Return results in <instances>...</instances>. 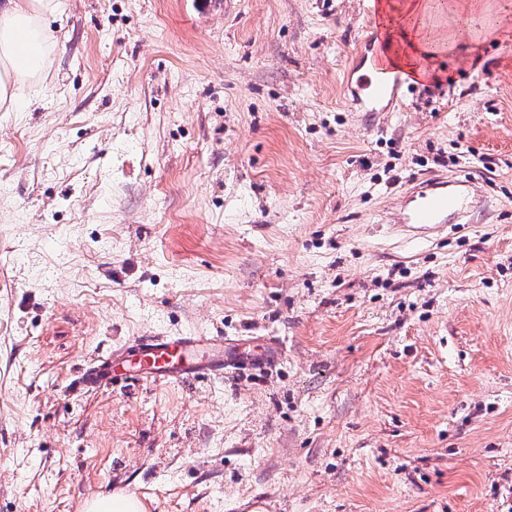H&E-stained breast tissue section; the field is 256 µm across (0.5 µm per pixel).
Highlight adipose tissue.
Instances as JSON below:
<instances>
[{"instance_id": "1", "label": "adipose tissue", "mask_w": 512, "mask_h": 512, "mask_svg": "<svg viewBox=\"0 0 512 512\" xmlns=\"http://www.w3.org/2000/svg\"><path fill=\"white\" fill-rule=\"evenodd\" d=\"M54 0H5L0 5V112L22 108V89L44 72L54 48L45 17Z\"/></svg>"}]
</instances>
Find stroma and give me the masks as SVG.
Segmentation results:
<instances>
[{
    "instance_id": "35a3bbf8",
    "label": "stroma",
    "mask_w": 512,
    "mask_h": 512,
    "mask_svg": "<svg viewBox=\"0 0 512 512\" xmlns=\"http://www.w3.org/2000/svg\"><path fill=\"white\" fill-rule=\"evenodd\" d=\"M458 4L358 112L373 0H55L0 112V512H512V0ZM432 175L486 218L393 231ZM184 333L223 378L77 389ZM122 348H117L108 356L96 359L84 369L79 377L81 389H99L112 385L113 382L125 377L114 373V363L121 357ZM142 502L133 495L112 494L94 500L87 512H143Z\"/></svg>"
}]
</instances>
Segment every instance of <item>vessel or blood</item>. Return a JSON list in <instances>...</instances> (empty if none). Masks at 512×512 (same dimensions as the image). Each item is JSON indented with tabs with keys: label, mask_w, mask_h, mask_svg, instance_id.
<instances>
[{
	"label": "vessel or blood",
	"mask_w": 512,
	"mask_h": 512,
	"mask_svg": "<svg viewBox=\"0 0 512 512\" xmlns=\"http://www.w3.org/2000/svg\"><path fill=\"white\" fill-rule=\"evenodd\" d=\"M384 47H377L370 66L355 81L352 94L366 111L384 101L397 99L403 85L398 70L384 64ZM488 210L487 200L474 185L457 183L442 177L416 181L399 207L393 222L406 234L433 232L447 224H468ZM138 345L136 369L155 382H178L195 376L223 378L224 342L212 336L187 333L180 336H142ZM121 350L92 361L79 377L84 389L112 385L117 376L114 364Z\"/></svg>",
	"instance_id": "obj_1"
}]
</instances>
